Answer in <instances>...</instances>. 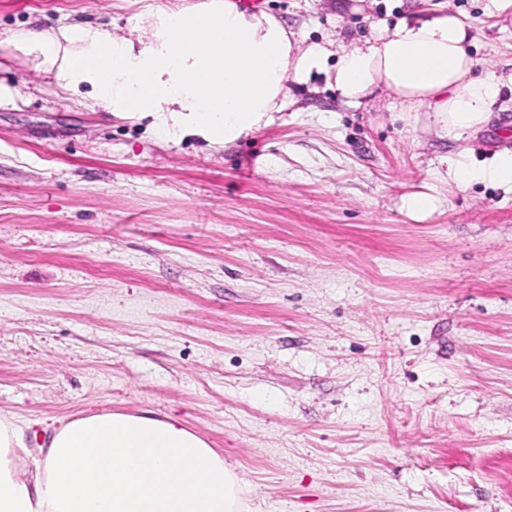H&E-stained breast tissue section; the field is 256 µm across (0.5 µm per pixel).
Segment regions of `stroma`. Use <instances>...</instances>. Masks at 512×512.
<instances>
[{
	"instance_id": "obj_1",
	"label": "stroma",
	"mask_w": 512,
	"mask_h": 512,
	"mask_svg": "<svg viewBox=\"0 0 512 512\" xmlns=\"http://www.w3.org/2000/svg\"><path fill=\"white\" fill-rule=\"evenodd\" d=\"M164 0H0V417L174 413L242 512H512V190L443 179L512 150V20L469 25L490 121L439 138L326 73L225 145L63 92L32 25L147 31ZM424 0H262L339 52ZM439 198L424 216L410 195Z\"/></svg>"
}]
</instances>
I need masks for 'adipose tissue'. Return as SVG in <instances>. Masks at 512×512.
<instances>
[{
  "mask_svg": "<svg viewBox=\"0 0 512 512\" xmlns=\"http://www.w3.org/2000/svg\"><path fill=\"white\" fill-rule=\"evenodd\" d=\"M68 90L96 104L153 116L156 132L227 144L269 124L289 82L324 70L320 45L302 46L273 16L211 0L198 12L158 8L138 41L92 26L31 30ZM468 27L435 11L402 18L342 51L334 85L349 105L384 89L407 112L430 113L440 138L483 127L500 94L494 73L472 79ZM457 185L488 178L512 187V151L491 166L446 159ZM24 423L0 417V512H239V481L223 457L174 415L104 413L61 423L31 452Z\"/></svg>",
  "mask_w": 512,
  "mask_h": 512,
  "instance_id": "1",
  "label": "adipose tissue"
}]
</instances>
